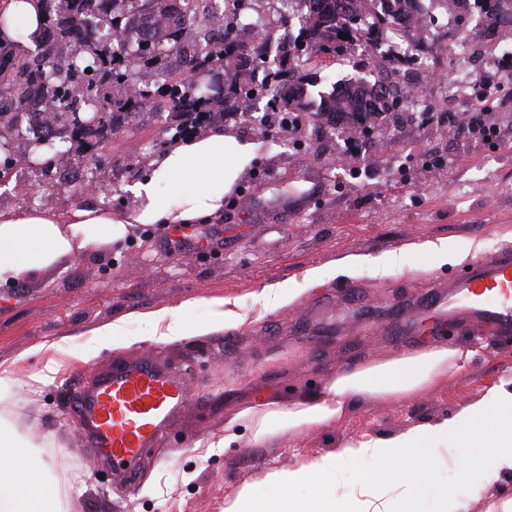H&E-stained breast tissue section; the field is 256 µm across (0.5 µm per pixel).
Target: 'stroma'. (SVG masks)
Returning <instances> with one entry per match:
<instances>
[{
    "mask_svg": "<svg viewBox=\"0 0 512 512\" xmlns=\"http://www.w3.org/2000/svg\"><path fill=\"white\" fill-rule=\"evenodd\" d=\"M391 73L400 87H421L437 99L425 74L371 59L366 68L335 64L325 82ZM498 134L487 145L477 133L450 134L447 126L418 125L404 108L373 137L358 140L332 125L301 133H272L245 119L225 121L258 145L255 159L224 212L193 225L214 248L169 254L162 237L136 231L123 244L71 259L66 270L0 288V364H15L19 385L0 417L37 446L51 466L68 512H224V501L272 467L334 452L362 433L396 434L414 422L448 415L479 396L485 383L512 374V329L474 325L458 311L452 344L478 354L447 386L392 405L354 406L339 425L302 435L281 434L256 448L250 429L238 443L218 447L224 423L252 397L289 403L322 388L362 356L402 353L441 339L444 288L460 265L428 269L426 255L405 251L413 241L444 238L466 264L512 257V96L489 112ZM167 114L114 131L98 158L59 144L60 164L23 167L0 182V209L60 212L89 202L130 208L127 185L171 140ZM424 144L441 167L424 168L415 146ZM98 190L83 191L89 176ZM404 249L401 267L381 278L369 268L310 288L290 306L264 311L256 296L267 285L301 277L307 268L348 253ZM464 263V264H465ZM230 297L245 324L237 330L165 344L147 341L148 325L130 329L137 340L117 351L99 349L88 330L129 312L193 302L188 316L203 319V299ZM71 337L79 358L55 352L52 384L31 381L49 356L36 345ZM157 357L188 378L192 401L176 416L163 444L147 449L133 489L122 491L106 465L84 445V423L72 407L104 368L136 357Z\"/></svg>",
    "mask_w": 512,
    "mask_h": 512,
    "instance_id": "stroma-1",
    "label": "stroma"
}]
</instances>
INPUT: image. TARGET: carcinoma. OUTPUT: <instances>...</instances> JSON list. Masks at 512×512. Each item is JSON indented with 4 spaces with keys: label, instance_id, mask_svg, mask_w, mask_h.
I'll return each instance as SVG.
<instances>
[{
    "label": "carcinoma",
    "instance_id": "cac0c4a2",
    "mask_svg": "<svg viewBox=\"0 0 512 512\" xmlns=\"http://www.w3.org/2000/svg\"><path fill=\"white\" fill-rule=\"evenodd\" d=\"M51 45L0 41V150L18 116L56 127L83 151L105 147L112 132L157 112L185 117L169 129H201L216 117L265 109L369 138L400 106L401 94L381 80L351 78L327 90L305 67L320 69L359 44L381 46L383 29L420 11L422 0H289L298 35L269 41L249 13L221 27L207 0H38ZM481 35L512 25V0H474ZM349 40H343V36ZM33 148L0 162V178Z\"/></svg>",
    "mask_w": 512,
    "mask_h": 512
}]
</instances>
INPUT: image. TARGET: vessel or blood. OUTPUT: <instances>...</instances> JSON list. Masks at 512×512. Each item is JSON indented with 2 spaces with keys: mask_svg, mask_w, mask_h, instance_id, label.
<instances>
[{
  "mask_svg": "<svg viewBox=\"0 0 512 512\" xmlns=\"http://www.w3.org/2000/svg\"><path fill=\"white\" fill-rule=\"evenodd\" d=\"M450 296L468 303L476 318L512 327V259L487 258L462 270ZM189 400L181 375L158 359L144 358L103 369L74 404L87 427L89 447L129 477L143 449L163 436Z\"/></svg>",
  "mask_w": 512,
  "mask_h": 512,
  "instance_id": "vessel-or-blood-1",
  "label": "vessel or blood"
}]
</instances>
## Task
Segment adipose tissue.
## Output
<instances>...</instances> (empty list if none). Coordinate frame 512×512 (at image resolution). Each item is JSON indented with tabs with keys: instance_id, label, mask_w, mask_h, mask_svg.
<instances>
[{
	"instance_id": "obj_1",
	"label": "adipose tissue",
	"mask_w": 512,
	"mask_h": 512,
	"mask_svg": "<svg viewBox=\"0 0 512 512\" xmlns=\"http://www.w3.org/2000/svg\"><path fill=\"white\" fill-rule=\"evenodd\" d=\"M0 13L14 23L0 38L32 34L42 24L36 0H0ZM256 145L216 127L202 135L178 138L148 164L127 190L131 208L77 205L60 213L45 209L0 210V287L38 280L75 255L124 242L139 227L197 224L224 211ZM401 254L348 255L331 267H312L302 279L265 287L258 299L274 311L292 304L309 288L339 275L371 267L389 276ZM206 321L185 323V307H161L146 314L149 340L169 343L193 334L205 336L240 327L243 318L228 298L207 300ZM475 356L465 346L427 345L403 354L370 358L339 371L319 391L303 393L288 405L258 401L224 424L221 447L235 443L237 425L252 428V442L264 445L282 431L304 434L346 419L364 402L393 403L446 385ZM446 457H439V450ZM446 465L451 478L429 481L434 467ZM352 475L345 493L336 484ZM512 475V376L485 385L480 397L447 416L416 422L390 435L364 434L336 451L269 471L262 486L246 484L224 503V512H467L458 490L490 492L492 512H512V495L499 481ZM0 512H65L54 480L18 475L0 466Z\"/></svg>"
}]
</instances>
